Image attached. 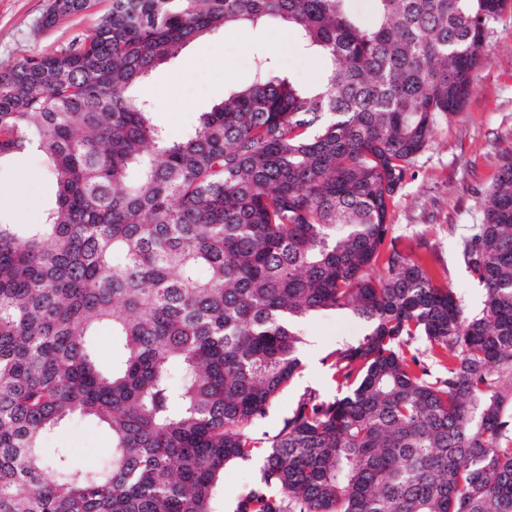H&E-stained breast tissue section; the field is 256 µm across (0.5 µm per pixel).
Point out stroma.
I'll list each match as a JSON object with an SVG mask.
<instances>
[{
	"label": "stroma",
	"mask_w": 512,
	"mask_h": 512,
	"mask_svg": "<svg viewBox=\"0 0 512 512\" xmlns=\"http://www.w3.org/2000/svg\"><path fill=\"white\" fill-rule=\"evenodd\" d=\"M52 0H0V66L59 49L104 14L110 0H95L85 12L45 28L41 19ZM489 59L474 76L460 112L441 119L433 141L417 158L412 175L392 208L393 235L410 254L430 248L458 288L468 311L478 312L485 291L467 273L456 242L471 225L482 223L481 202L501 165L512 157V17L488 32ZM264 53L301 84H315L322 72L318 57L297 49L280 24L264 29L234 28L187 45L167 65L139 84L142 97L155 107L153 118L169 139H181L198 125L202 113L223 101L225 82L249 83L254 56ZM55 197L41 156L26 152L0 167V215L18 224H39ZM301 365L285 392L254 431L275 435L301 397L329 400L336 395L327 355L339 344L365 332L348 315L323 312L303 324ZM45 454L65 448L88 468L104 463L112 448L110 432L93 419L72 416L43 442ZM262 457L226 465L218 484V512H233L238 496L260 477Z\"/></svg>",
	"instance_id": "35a3bbf8"
}]
</instances>
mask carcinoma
Masks as SVG:
<instances>
[{"label":"carcinoma","mask_w":512,"mask_h":512,"mask_svg":"<svg viewBox=\"0 0 512 512\" xmlns=\"http://www.w3.org/2000/svg\"><path fill=\"white\" fill-rule=\"evenodd\" d=\"M349 2L111 0L0 67V164L32 150L56 185L43 223L0 217V512H215L224 465L259 452L233 512H512V158L457 247L478 313L391 236L512 0H371L367 20ZM89 7L52 0L41 24ZM271 21L320 58L315 85L259 54L179 141L128 94L186 44ZM322 311L366 327L331 353L339 394L255 436ZM75 414L112 433L98 468L42 454ZM92 346L95 350L98 363L103 368L112 366L116 359V352L112 349V330L108 326H102L92 337Z\"/></svg>","instance_id":"1"}]
</instances>
